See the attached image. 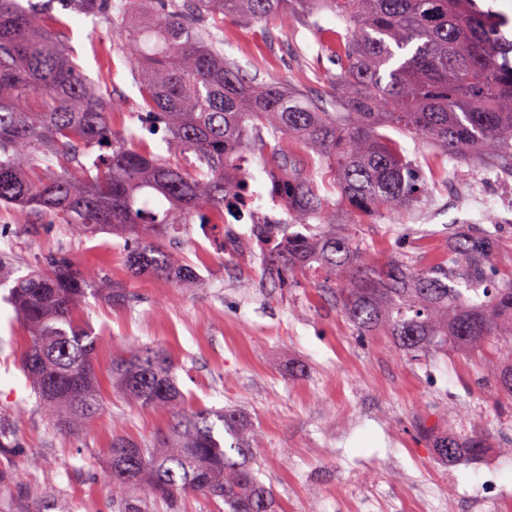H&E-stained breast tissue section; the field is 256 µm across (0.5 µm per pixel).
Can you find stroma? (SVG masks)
I'll return each instance as SVG.
<instances>
[{"label":"stroma","instance_id":"1","mask_svg":"<svg viewBox=\"0 0 512 512\" xmlns=\"http://www.w3.org/2000/svg\"><path fill=\"white\" fill-rule=\"evenodd\" d=\"M66 40L84 74L120 107L115 130L134 128L142 98L134 62L104 39L110 18H68ZM320 29L284 16L273 23L228 19L223 50L244 74L327 94L336 72ZM418 170L425 193L417 206L359 224L369 258L398 254L426 262L439 256L450 227L485 218L459 205L461 181L486 193H512V172L449 160L447 176L430 171L429 145L390 132ZM224 227L195 224L171 245L176 259L206 279L181 288L149 276L129 277L124 239L63 236L50 218L0 208V275L16 278L65 251L85 268L108 273L133 295L130 306L89 299L79 312L96 334L103 407L76 434L52 431L36 410L20 357L27 331L0 284V416L19 445L0 450V512H118L109 471L113 436L154 441L169 414L132 407L111 383L113 358L143 346L170 355L190 405L236 410L251 428L255 469L279 512H512V414L481 385L484 360L455 351L426 361L402 359L386 336L359 335L329 297L306 278L274 288L249 253L224 254ZM457 432L480 427L489 446L475 460L439 458L423 426Z\"/></svg>","mask_w":512,"mask_h":512}]
</instances>
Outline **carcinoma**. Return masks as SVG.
I'll list each match as a JSON object with an SVG mask.
<instances>
[{"label": "carcinoma", "mask_w": 512, "mask_h": 512, "mask_svg": "<svg viewBox=\"0 0 512 512\" xmlns=\"http://www.w3.org/2000/svg\"><path fill=\"white\" fill-rule=\"evenodd\" d=\"M56 4L93 21L112 17V50L137 64L144 107L133 119L141 132L164 131L166 153L112 130L110 98L47 25ZM323 10L345 23L325 33L338 72L324 99L243 75L213 33L228 17L309 19ZM502 25L476 0H0V204L44 214L74 239L109 231L130 242V277L198 288L200 276L175 265L167 243L197 218L243 217L244 162L261 150L288 202L286 218L256 221L246 237L226 230L224 252L258 253L265 278L282 288L315 274L357 333L390 337L408 360L450 347L502 350L484 377L497 404L512 409V272L501 276L492 263L499 224L489 217L449 229L448 255L428 264L406 255L371 264L356 231L364 218L411 207L423 193L382 128L425 139L440 158L512 170V42ZM297 145L310 154H297ZM96 147L103 153L83 162ZM51 158L63 171L42 167ZM321 175L335 181L349 223L325 211ZM313 220L315 230L301 232ZM91 296L130 301L104 273L78 268L64 252L11 287L29 332L22 369L58 433L102 406L96 337L77 318ZM173 370L153 349L110 367L130 403L172 416L151 447L112 438V497L121 512H140L142 488L170 500L198 494L226 512H277L255 473L244 419L185 406ZM487 444L482 432L462 435L450 422L434 448L448 461L461 448L478 456Z\"/></svg>", "instance_id": "carcinoma-1"}]
</instances>
